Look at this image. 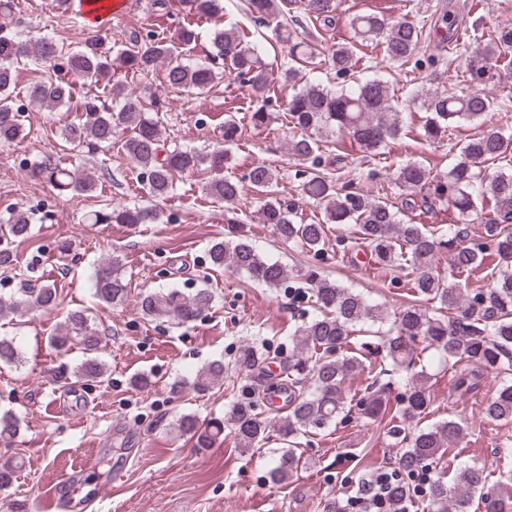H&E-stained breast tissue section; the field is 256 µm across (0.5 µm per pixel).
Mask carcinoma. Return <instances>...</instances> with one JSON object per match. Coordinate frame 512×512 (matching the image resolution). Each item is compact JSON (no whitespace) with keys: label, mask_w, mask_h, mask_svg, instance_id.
<instances>
[{"label":"carcinoma","mask_w":512,"mask_h":512,"mask_svg":"<svg viewBox=\"0 0 512 512\" xmlns=\"http://www.w3.org/2000/svg\"><path fill=\"white\" fill-rule=\"evenodd\" d=\"M222 0H185L187 10L180 26L181 46L198 41L196 30L202 17L214 20L210 47L205 60L194 61L170 43L164 33L149 29L146 35L133 33L129 44L116 50L94 41L77 49L50 37L34 41L22 40L18 33L0 35V144L17 140L24 132L23 112L16 107L12 95L16 68L24 58L36 63L66 61L69 71L89 84H97L112 65L150 78L159 62H166L164 80L169 87L194 93L210 87L225 69L261 98V105L250 113L255 127L269 123L267 111L271 99L272 72L262 62L259 47L246 41L247 32L236 25L223 24ZM324 27L336 20L337 0H245V10L258 23H276L275 32L288 45V67L280 79L293 93L285 104V119L291 126L288 154L302 169V191L323 210L318 222L296 223L290 218L292 204L281 198L277 188L279 172L268 164L252 166L245 180L258 194L262 221L272 226L284 243L295 245L318 256L325 250L330 225H351L350 238L369 248L370 258L378 265L403 274L401 281L413 296L411 304L394 314L386 331L366 330L378 338L376 346L355 336L357 327L387 321L383 306L369 301L360 292L343 286L315 271L307 277V289L300 291L313 309L310 321L296 328L290 336L292 354L282 362L278 375L267 373L271 356L245 344L230 368L213 361L195 375L193 389L205 392L224 385L236 375L237 396L224 418H211L203 423L194 413H182L174 429L200 449L212 447L223 434L233 437L237 450L245 455L257 453L275 431L282 448L269 471L272 483L292 481L302 469L297 454L301 436L321 431L344 414L348 405L345 384L355 375L370 380L371 392L357 399L355 406L371 419L385 411L384 389L379 379L393 373L404 376L406 395L402 407L391 416L386 434L401 446L400 479L392 482V508H404L409 500V479L429 469L433 463L448 461L453 473L446 482L430 479L426 490L427 512H471L473 498L479 497L484 512H512V472L489 482L485 469L475 466L454 468L449 450L464 438V428L448 419L413 430L405 424L420 420L431 407L427 376L413 371L416 359L429 351L439 353L445 364L464 366L468 373L453 379L452 390L465 394L474 391L478 379L493 371L500 378L496 394L484 407L486 418L512 420V133L500 125L499 105L480 89L499 76L500 59L512 50V29L488 33L481 49L468 53L465 71L479 88L455 92L426 91L421 98L426 116L419 137L430 146L444 142V137L462 123L478 126L479 132L455 145L456 155L443 175H433L421 161H407L395 167L393 182L402 191L401 205L389 202L384 186L376 194H364L347 188L342 181L344 158L336 156V172L322 168V156L335 141L344 137L357 144L365 156H377L403 132L401 112L395 105L393 85L379 75L359 83L355 88L332 90L308 82L306 72L324 69L336 77L347 75L354 67L353 51L338 45L326 56L305 42H293L284 36L288 12L294 5ZM353 38L369 43L383 52L390 66L403 68L417 55L423 44L444 45L458 32L448 13L435 16L429 25L408 20L390 21L373 13H361L350 22ZM29 102L49 107L69 104V83L44 80L28 89ZM164 105L153 95L131 93L108 108L99 95L83 97L78 111L87 121L72 122L62 129L64 138L94 147L110 146L122 136V148L143 179L149 197L163 200L174 190L176 182L188 174H204V193L214 201L235 204L241 200L242 181L223 175L224 153H204L165 147L161 139ZM240 122L233 116L224 119V144L241 138ZM40 175L60 191L84 194L96 188L90 173H75L48 155L36 165ZM447 202L462 221L478 220L485 225L486 241L478 246L467 243V234L458 224L448 227L418 224L410 214L416 210L437 214L435 206ZM160 218L152 206L119 205L107 213H95L96 224H147ZM31 237V224L23 214H15L0 226V270L20 267L14 243ZM448 255L450 274L442 275L437 257ZM212 266L228 267L247 275L248 279L267 288H280L289 279L286 267L263 256L252 242L240 236L214 240L208 249ZM479 274L472 292L461 288L454 277ZM93 296L103 308L125 304L129 294L124 265L114 256L95 269ZM215 291L197 288L186 292L181 288L147 292L138 305L146 320H165L183 326L200 318L212 308ZM59 305L58 288L44 284L25 288L18 295H0V314L9 312L21 317L33 312H52ZM58 350L78 346L83 360L74 368L62 366L56 382L65 387L72 378L87 382H104L107 367L101 354L107 347L106 337L94 326L90 310L74 309L59 322L49 338ZM23 361L14 341L0 339V365L16 367ZM286 399V415L275 420L272 396ZM20 418L12 411L0 413V437L19 433ZM24 460L10 456L0 460V492L8 490Z\"/></svg>","instance_id":"obj_1"}]
</instances>
